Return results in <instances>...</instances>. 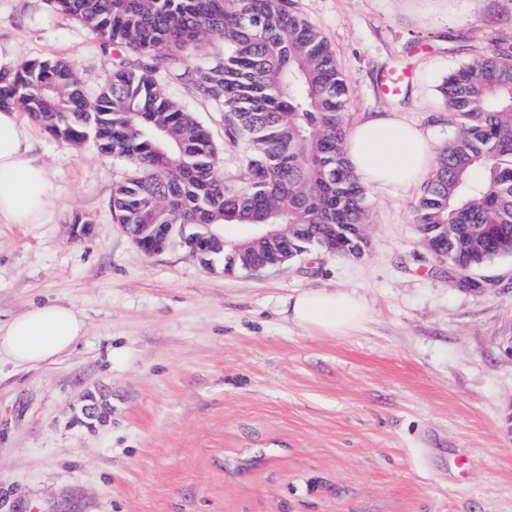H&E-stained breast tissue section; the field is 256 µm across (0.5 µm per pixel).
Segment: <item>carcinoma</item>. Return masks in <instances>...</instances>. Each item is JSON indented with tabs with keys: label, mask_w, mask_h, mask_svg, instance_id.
I'll return each mask as SVG.
<instances>
[{
	"label": "carcinoma",
	"mask_w": 512,
	"mask_h": 512,
	"mask_svg": "<svg viewBox=\"0 0 512 512\" xmlns=\"http://www.w3.org/2000/svg\"><path fill=\"white\" fill-rule=\"evenodd\" d=\"M117 53L94 105L65 59L25 61L0 81V107L26 112L58 139L92 135L130 175L112 216L133 238L172 224L190 251L194 224H277L284 237L245 235L212 249L224 271L274 266L312 249L357 256L366 192L343 148L348 89L329 44L292 0H51ZM224 48L208 52L213 40ZM163 70L224 112L225 133L248 139L240 183L224 179L209 132L156 82ZM464 119L437 161L415 222L462 276L512 254V65L487 57L439 87Z\"/></svg>",
	"instance_id": "cac0c4a2"
}]
</instances>
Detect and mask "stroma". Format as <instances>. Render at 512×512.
Returning a JSON list of instances; mask_svg holds the SVG:
<instances>
[{"instance_id":"stroma-1","label":"stroma","mask_w":512,"mask_h":512,"mask_svg":"<svg viewBox=\"0 0 512 512\" xmlns=\"http://www.w3.org/2000/svg\"><path fill=\"white\" fill-rule=\"evenodd\" d=\"M334 52L345 128L394 111L436 153L462 119L439 86L512 45V0H294ZM17 61H69L87 96L116 56L49 0H0ZM405 69L401 94L384 75ZM169 96L218 148L225 180L249 152L224 114L182 86ZM53 203L38 224L0 223V322L72 304L86 333L55 362H0V512H512V257L459 287L414 222L422 186H366L360 257L315 250L225 273L180 248L142 252L112 217L125 158L33 127ZM92 236L70 237L74 216ZM345 290L367 309L329 336L287 319L301 290ZM106 424L82 415L87 394Z\"/></svg>"}]
</instances>
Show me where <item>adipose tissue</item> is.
Instances as JSON below:
<instances>
[{
    "mask_svg": "<svg viewBox=\"0 0 512 512\" xmlns=\"http://www.w3.org/2000/svg\"><path fill=\"white\" fill-rule=\"evenodd\" d=\"M30 145L29 125L13 108L0 107V222L40 223L51 202L47 170L31 157ZM344 150L368 184L411 186L436 164L425 133L394 112L355 125ZM284 311L293 322L329 336L348 332L365 317L362 302L346 291L305 290L289 297ZM84 334L85 323L72 306L39 305L0 324V361L37 368L68 353Z\"/></svg>",
    "mask_w": 512,
    "mask_h": 512,
    "instance_id": "ef3b65f1",
    "label": "adipose tissue"
}]
</instances>
